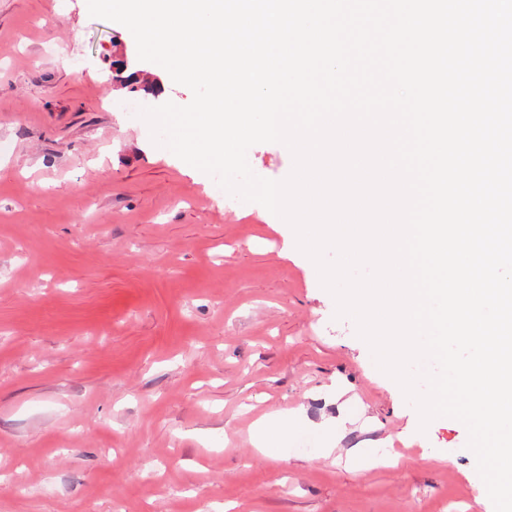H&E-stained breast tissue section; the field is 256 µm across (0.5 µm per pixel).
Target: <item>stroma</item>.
Segmentation results:
<instances>
[{
    "label": "stroma",
    "instance_id": "obj_1",
    "mask_svg": "<svg viewBox=\"0 0 512 512\" xmlns=\"http://www.w3.org/2000/svg\"><path fill=\"white\" fill-rule=\"evenodd\" d=\"M132 99L192 93L87 0H0V512H494L464 424L420 429L292 228Z\"/></svg>",
    "mask_w": 512,
    "mask_h": 512
}]
</instances>
